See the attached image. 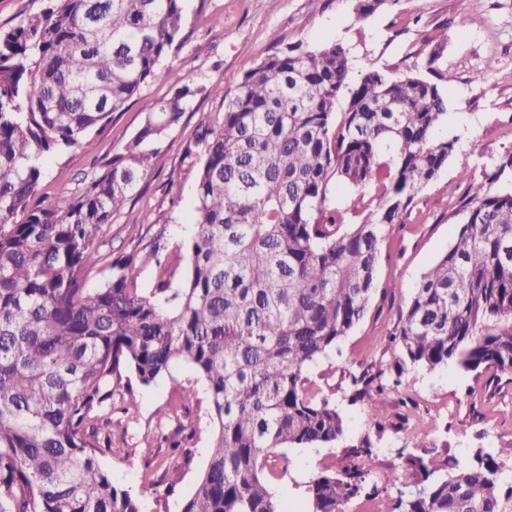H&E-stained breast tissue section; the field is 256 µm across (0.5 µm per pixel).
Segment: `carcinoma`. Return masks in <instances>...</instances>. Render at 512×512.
I'll return each instance as SVG.
<instances>
[{"label": "carcinoma", "mask_w": 512, "mask_h": 512, "mask_svg": "<svg viewBox=\"0 0 512 512\" xmlns=\"http://www.w3.org/2000/svg\"><path fill=\"white\" fill-rule=\"evenodd\" d=\"M187 0H47L0 29V512H142L113 483L112 400L188 364L206 385L213 440L180 512H281L264 470L279 448L345 435L335 402L307 368L366 316L379 247L418 193L448 167L455 140L433 50L419 76L371 68L355 82L339 43L289 45L234 90H208L224 111L200 127L188 274L180 288H138L136 252L112 259L90 291L99 239L146 178L157 144L200 89L142 101V128L79 196L34 201L50 153L86 147L138 96L181 41ZM344 111H336L342 97ZM512 155L465 198L458 235L424 274L390 350L398 372L453 364L512 382ZM349 201L333 204L331 184ZM349 374L350 401L382 394V372ZM306 483L310 512H345L365 493L372 450ZM389 512H512V481L493 456L430 467L411 457Z\"/></svg>", "instance_id": "1"}]
</instances>
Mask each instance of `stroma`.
Listing matches in <instances>:
<instances>
[{"instance_id": "stroma-1", "label": "stroma", "mask_w": 512, "mask_h": 512, "mask_svg": "<svg viewBox=\"0 0 512 512\" xmlns=\"http://www.w3.org/2000/svg\"><path fill=\"white\" fill-rule=\"evenodd\" d=\"M464 8V0H388L381 10L361 18L355 0H188L184 41L141 89L142 100L170 96L168 74L178 71L201 92L161 140L152 172L105 227L100 237L103 261L90 275L91 288L107 278V260L135 248L141 251L140 288L153 290L164 279L170 288L180 286L186 247L197 231L191 215L198 157L190 149L199 125L224 109L223 99L208 94V87L234 89L265 58L297 42L312 47L342 43L354 60L357 80L373 67L396 80L425 74L431 51L444 49L439 65L452 80L448 123L440 134L455 140V151L382 243L368 315L336 350L307 370L313 388L336 401L346 431L338 445L289 448L271 459L265 474L284 512H308L305 482L323 471L341 472L344 449L363 442L374 451L367 483L380 487L408 457L432 448L447 449L460 463L474 465L479 454L512 445V383L497 379L494 371L409 367L398 374L392 360H383L386 376H398V385L388 387L381 400L354 404L346 397L343 378L358 364L380 358L416 285L457 234L459 199L471 186L486 182L501 159L512 154V0H482L470 14ZM144 117L140 103L130 104L91 133L90 149L47 155L39 199L50 204L80 194L107 169ZM463 170L469 181L459 180ZM192 377L189 367L178 364L153 385L134 386L129 431L112 434L114 451L104 464L114 484L139 497L144 512H179L207 460L212 422L205 388L196 385L195 399L186 404L176 387ZM182 405L186 416L171 418L172 409ZM171 441L181 442L189 461L169 491L149 482L147 475L162 464Z\"/></svg>"}]
</instances>
